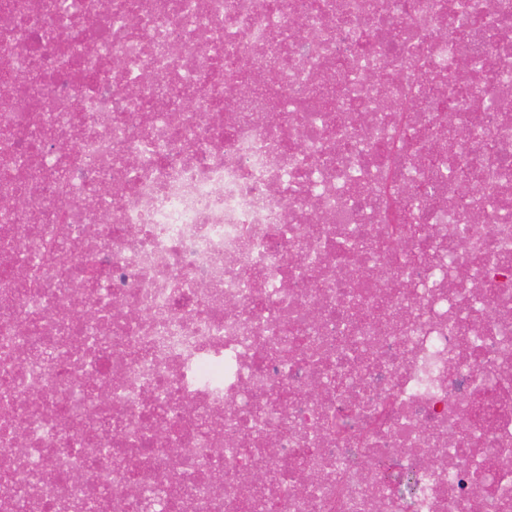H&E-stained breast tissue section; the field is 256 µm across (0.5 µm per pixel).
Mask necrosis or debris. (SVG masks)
<instances>
[{
  "label": "necrosis or debris",
  "instance_id": "4bbe7bcc",
  "mask_svg": "<svg viewBox=\"0 0 512 512\" xmlns=\"http://www.w3.org/2000/svg\"><path fill=\"white\" fill-rule=\"evenodd\" d=\"M59 2L0 0V512H512V0ZM448 181L454 187V206L458 209L471 208L473 189L467 171L462 168L453 169L448 167Z\"/></svg>",
  "mask_w": 512,
  "mask_h": 512
}]
</instances>
